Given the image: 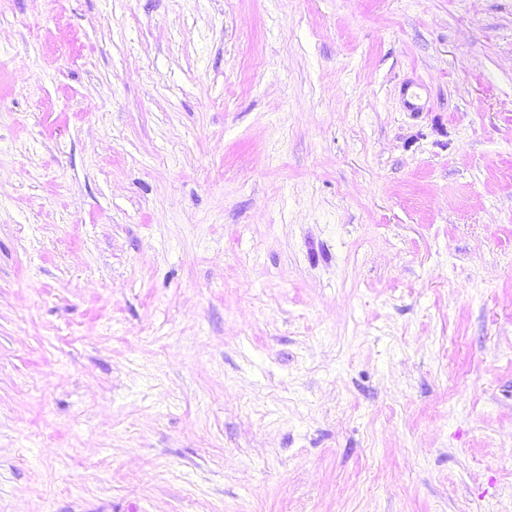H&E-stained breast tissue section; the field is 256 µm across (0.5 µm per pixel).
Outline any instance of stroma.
<instances>
[{"label": "stroma", "mask_w": 512, "mask_h": 512, "mask_svg": "<svg viewBox=\"0 0 512 512\" xmlns=\"http://www.w3.org/2000/svg\"><path fill=\"white\" fill-rule=\"evenodd\" d=\"M0 512H512V0H0Z\"/></svg>", "instance_id": "stroma-1"}]
</instances>
